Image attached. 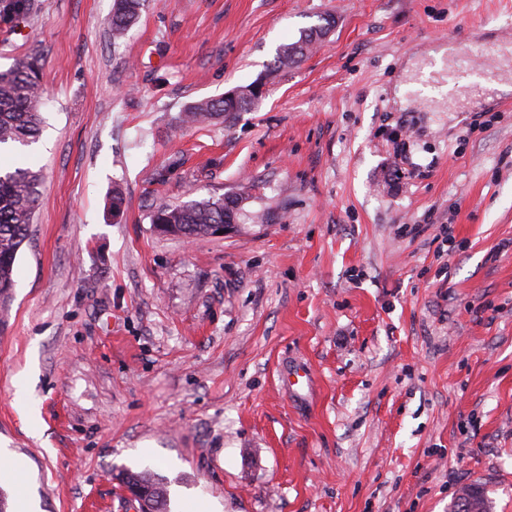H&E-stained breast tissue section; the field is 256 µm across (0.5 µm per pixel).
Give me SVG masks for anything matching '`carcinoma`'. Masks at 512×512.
I'll return each mask as SVG.
<instances>
[{"label":"carcinoma","mask_w":512,"mask_h":512,"mask_svg":"<svg viewBox=\"0 0 512 512\" xmlns=\"http://www.w3.org/2000/svg\"><path fill=\"white\" fill-rule=\"evenodd\" d=\"M142 0H114L108 26L112 38L120 40L139 18ZM28 0H10L5 21L14 23L24 17ZM331 19L300 32L298 39L279 47L269 69L274 75L301 62L313 44L331 32ZM256 86H240L222 97L197 102L183 113L182 122L188 126L213 120L227 119L246 112L254 104ZM42 94L41 68L38 59L31 57L0 71V146L29 145L40 137L43 119L39 110ZM43 192L40 170L29 165L0 172V304L7 302L15 286L14 269L18 253L29 240L31 225ZM242 207L239 197L223 196L193 200L179 205H161L152 214L154 229L163 235H183L185 239L210 235V225L229 219L239 223ZM123 484L142 487L148 491V501L163 512L167 489L149 470L127 471Z\"/></svg>","instance_id":"cac0c4a2"}]
</instances>
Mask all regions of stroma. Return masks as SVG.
<instances>
[{
	"label": "stroma",
	"mask_w": 512,
	"mask_h": 512,
	"mask_svg": "<svg viewBox=\"0 0 512 512\" xmlns=\"http://www.w3.org/2000/svg\"><path fill=\"white\" fill-rule=\"evenodd\" d=\"M30 3L0 24L45 119L10 155L44 192L0 317V448L39 512H138L144 447L184 512H450L469 483L512 512V0H145L119 42L114 0ZM438 52L497 91L416 93ZM258 80L251 110L181 123ZM222 195L234 230L154 231ZM330 25L331 19L329 17H323L320 19L319 24L302 30L298 39L281 45L271 64L269 75L273 76L284 69L293 67L306 58L312 45L331 32ZM241 210L237 196L193 200L179 205L157 207L153 211L151 223L160 234L185 239L211 236L210 224H214V235H219L218 231L224 235V232L231 230L229 224H224L225 217L233 221V224H239ZM160 225L172 227L160 228ZM30 375L26 371H22L16 375L13 380L15 389V396L20 410L32 427H37L38 422L41 420L38 410L29 405L26 400V392L28 389Z\"/></svg>",
	"instance_id": "1"
}]
</instances>
